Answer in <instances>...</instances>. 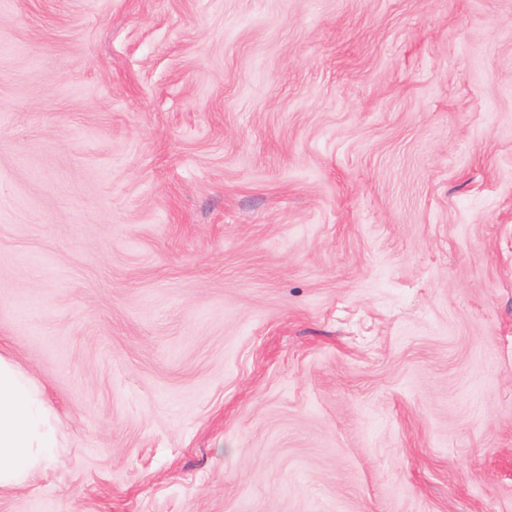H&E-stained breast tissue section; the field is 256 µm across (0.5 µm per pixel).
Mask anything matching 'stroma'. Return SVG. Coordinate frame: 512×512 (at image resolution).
<instances>
[{
    "instance_id": "1",
    "label": "stroma",
    "mask_w": 512,
    "mask_h": 512,
    "mask_svg": "<svg viewBox=\"0 0 512 512\" xmlns=\"http://www.w3.org/2000/svg\"><path fill=\"white\" fill-rule=\"evenodd\" d=\"M0 512H512V0H0ZM52 418L40 388L0 353V493L24 488L57 461Z\"/></svg>"
}]
</instances>
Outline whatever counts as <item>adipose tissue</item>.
I'll list each match as a JSON object with an SVG mask.
<instances>
[{
	"label": "adipose tissue",
	"mask_w": 512,
	"mask_h": 512,
	"mask_svg": "<svg viewBox=\"0 0 512 512\" xmlns=\"http://www.w3.org/2000/svg\"><path fill=\"white\" fill-rule=\"evenodd\" d=\"M52 418L40 388L0 353V493L24 488L56 462Z\"/></svg>",
	"instance_id": "ef3b65f1"
}]
</instances>
